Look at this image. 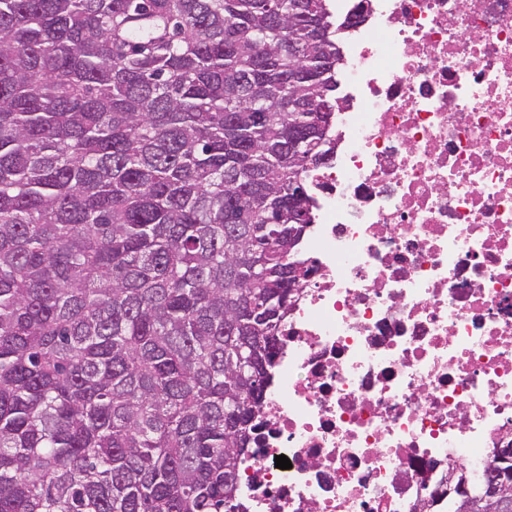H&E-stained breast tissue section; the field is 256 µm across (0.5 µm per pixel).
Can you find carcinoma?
I'll use <instances>...</instances> for the list:
<instances>
[{"label":"carcinoma","mask_w":512,"mask_h":512,"mask_svg":"<svg viewBox=\"0 0 512 512\" xmlns=\"http://www.w3.org/2000/svg\"><path fill=\"white\" fill-rule=\"evenodd\" d=\"M346 31L326 0H0V512H235L313 223L288 130L333 144ZM449 473L430 512L486 492Z\"/></svg>","instance_id":"1"}]
</instances>
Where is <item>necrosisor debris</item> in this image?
I'll use <instances>...</instances> for the list:
<instances>
[{"mask_svg": "<svg viewBox=\"0 0 512 512\" xmlns=\"http://www.w3.org/2000/svg\"><path fill=\"white\" fill-rule=\"evenodd\" d=\"M331 6L367 19L236 512H423L512 447V0Z\"/></svg>", "mask_w": 512, "mask_h": 512, "instance_id": "4bbe7bcc", "label": "necrosis or debris"}]
</instances>
